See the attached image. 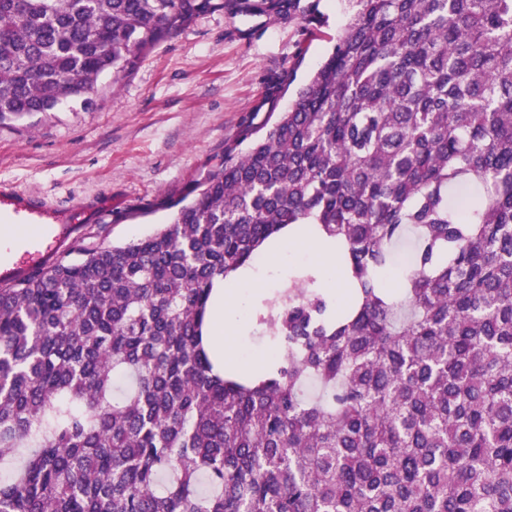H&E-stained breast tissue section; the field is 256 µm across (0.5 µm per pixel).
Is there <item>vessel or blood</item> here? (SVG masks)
<instances>
[{"label":"vessel or blood","mask_w":512,"mask_h":512,"mask_svg":"<svg viewBox=\"0 0 512 512\" xmlns=\"http://www.w3.org/2000/svg\"><path fill=\"white\" fill-rule=\"evenodd\" d=\"M82 211L88 220H97L100 206L93 200H73L61 206L47 198L33 196L8 184L0 185V219L20 227L33 228L40 239L30 249L12 246L0 249V277L9 281L26 276L33 268L53 265L77 230L73 224L51 225V214L61 210Z\"/></svg>","instance_id":"obj_1"}]
</instances>
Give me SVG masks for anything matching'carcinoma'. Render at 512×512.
Returning a JSON list of instances; mask_svg holds the SVG:
<instances>
[{
    "label": "carcinoma",
    "mask_w": 512,
    "mask_h": 512,
    "mask_svg": "<svg viewBox=\"0 0 512 512\" xmlns=\"http://www.w3.org/2000/svg\"><path fill=\"white\" fill-rule=\"evenodd\" d=\"M296 2L0 0V121L90 108L204 13ZM348 2L170 223L0 284V512H512V0ZM289 229L348 301L301 271L249 313L278 360L216 372L215 282ZM288 240L289 247L291 248H299V249H309L313 252V254L317 257L318 261L321 263L323 270L326 272L328 279V284L330 287L335 288L336 290H331L332 288H328L326 285V277L321 272V278L319 280V288L322 289L323 292L329 294L335 301L336 307H343V293L340 288H336V253L332 249H330L326 244L318 239L307 238L302 236L297 231L290 232L285 238L276 243L270 248V252L274 256H279L281 253V242Z\"/></svg>",
    "instance_id": "carcinoma-1"
}]
</instances>
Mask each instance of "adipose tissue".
<instances>
[{
	"label": "adipose tissue",
	"mask_w": 512,
	"mask_h": 512,
	"mask_svg": "<svg viewBox=\"0 0 512 512\" xmlns=\"http://www.w3.org/2000/svg\"><path fill=\"white\" fill-rule=\"evenodd\" d=\"M262 287L261 279L252 269L243 268L228 282H218L212 295L208 327V343L215 354L223 357L227 367L240 373L261 372L268 359L254 356L240 358L236 350L235 331L241 322L242 308Z\"/></svg>",
	"instance_id": "adipose-tissue-1"
}]
</instances>
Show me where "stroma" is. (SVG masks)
I'll list each match as a JSON object with an SVG mask.
<instances>
[{
  "instance_id": "stroma-1",
  "label": "stroma",
  "mask_w": 512,
  "mask_h": 512,
  "mask_svg": "<svg viewBox=\"0 0 512 512\" xmlns=\"http://www.w3.org/2000/svg\"><path fill=\"white\" fill-rule=\"evenodd\" d=\"M299 6L286 18L201 15L120 82L101 78L92 111L64 107L0 122V183L58 202L100 201L104 211L83 224L81 245L152 233L223 163L243 121L267 119L256 109L267 79L290 78L276 104L287 111L332 51L348 19L345 0ZM309 8L324 23L306 22Z\"/></svg>"
}]
</instances>
